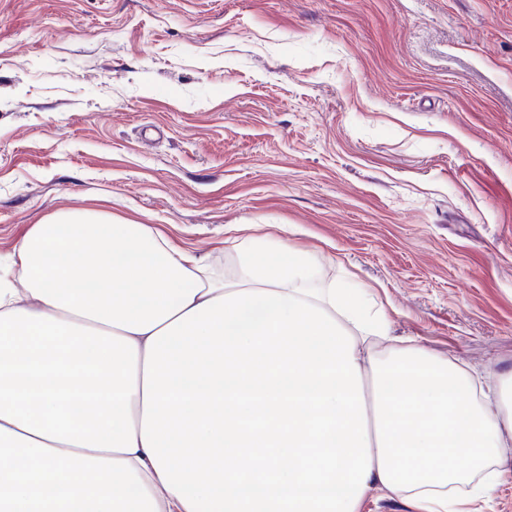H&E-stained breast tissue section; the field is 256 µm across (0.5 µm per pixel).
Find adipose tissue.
<instances>
[{"label":"adipose tissue","instance_id":"1","mask_svg":"<svg viewBox=\"0 0 512 512\" xmlns=\"http://www.w3.org/2000/svg\"><path fill=\"white\" fill-rule=\"evenodd\" d=\"M245 237L235 282L150 225L58 212L0 257V512H473L505 478L492 386L392 339L363 288ZM389 340L375 351L374 339ZM25 457L34 467L14 469ZM362 512H407V510L399 500L374 493L365 500Z\"/></svg>","mask_w":512,"mask_h":512}]
</instances>
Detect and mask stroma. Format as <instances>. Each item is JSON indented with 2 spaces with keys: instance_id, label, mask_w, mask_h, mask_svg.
Wrapping results in <instances>:
<instances>
[{
  "instance_id": "stroma-1",
  "label": "stroma",
  "mask_w": 512,
  "mask_h": 512,
  "mask_svg": "<svg viewBox=\"0 0 512 512\" xmlns=\"http://www.w3.org/2000/svg\"><path fill=\"white\" fill-rule=\"evenodd\" d=\"M235 232L512 368V0H0V252L62 209Z\"/></svg>"
}]
</instances>
